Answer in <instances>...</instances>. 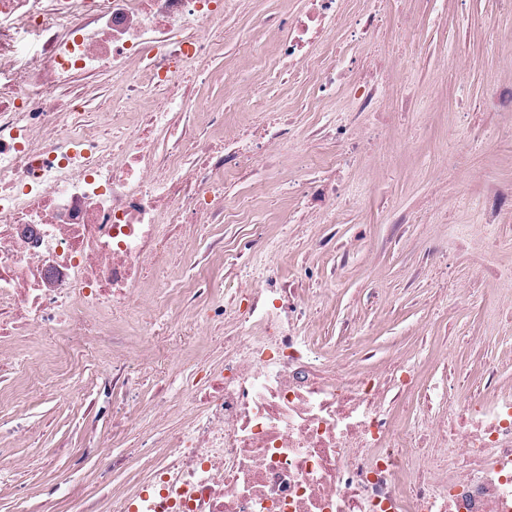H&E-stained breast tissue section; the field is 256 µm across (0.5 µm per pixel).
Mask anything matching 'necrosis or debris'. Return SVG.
<instances>
[{
    "label": "necrosis or debris",
    "instance_id": "1",
    "mask_svg": "<svg viewBox=\"0 0 512 512\" xmlns=\"http://www.w3.org/2000/svg\"><path fill=\"white\" fill-rule=\"evenodd\" d=\"M307 2L273 21L261 64L308 83L310 110L343 87L346 118L317 140L284 120L253 142L223 101L198 102L231 82L209 63L240 0H0V375L26 372L24 345L49 348L132 415L143 379L160 381L161 433L117 453L87 429L78 456L100 492L78 512H512L501 361L409 357L398 340L374 364L350 326L321 341L341 267L291 281L263 226L226 231L250 209L227 200L229 177L319 143L349 169L378 140L361 118L379 84L329 50L340 0ZM102 74L116 90L91 112L72 88ZM204 241L244 279L197 270ZM219 335L218 362L178 348ZM441 365L451 380L428 382Z\"/></svg>",
    "mask_w": 512,
    "mask_h": 512
}]
</instances>
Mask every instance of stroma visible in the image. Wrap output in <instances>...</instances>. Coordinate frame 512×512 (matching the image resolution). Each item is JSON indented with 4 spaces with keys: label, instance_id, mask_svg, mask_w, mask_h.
<instances>
[{
    "label": "stroma",
    "instance_id": "obj_1",
    "mask_svg": "<svg viewBox=\"0 0 512 512\" xmlns=\"http://www.w3.org/2000/svg\"><path fill=\"white\" fill-rule=\"evenodd\" d=\"M303 6V0H241L238 11L224 21L240 35L223 59L235 82L263 81L249 46L271 50L266 20ZM410 9L419 41L412 84L419 96L402 107L406 89L388 78L380 111L364 118V125L381 126L380 149L344 174L348 198L343 214L336 224L317 227L320 236L329 238V247L308 250L299 227L279 222L285 213L311 214L309 200L256 194L245 175L227 182L226 195H251L253 223L287 237L288 249L280 259L285 275L294 276L301 259L326 271L333 257H345L325 335L339 332L352 317L375 357L403 336L412 355L429 344L448 347L462 360H502L512 381V292L503 290L495 276L512 267V224L485 223L479 205L486 185L512 181V126L491 106L495 85L512 75V10L500 0H411ZM460 53L465 69L458 73L450 64ZM306 92L300 82L276 83L259 109L290 113L303 134L341 119L348 105L343 92L326 99L322 112L303 111ZM470 127L486 130L488 142H466ZM395 212L422 213L426 220L405 225L399 244L388 248L381 239L387 216ZM428 242L441 246L440 260L427 261L423 247ZM491 291L500 295L492 317L481 306L483 294ZM475 334L481 337L476 345L469 341ZM21 398L25 423L38 429L43 445L56 449L60 464H67L84 438L81 408L28 392Z\"/></svg>",
    "mask_w": 512,
    "mask_h": 512
}]
</instances>
